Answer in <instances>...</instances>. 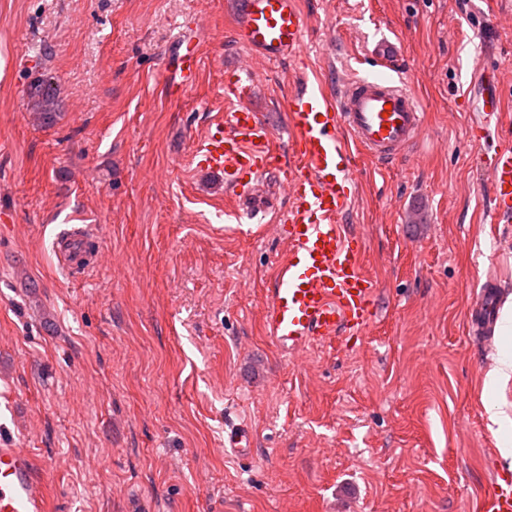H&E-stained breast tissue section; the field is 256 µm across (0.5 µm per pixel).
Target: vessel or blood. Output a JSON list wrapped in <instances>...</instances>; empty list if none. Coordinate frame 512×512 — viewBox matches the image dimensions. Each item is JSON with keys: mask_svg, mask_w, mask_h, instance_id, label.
I'll return each instance as SVG.
<instances>
[{"mask_svg": "<svg viewBox=\"0 0 512 512\" xmlns=\"http://www.w3.org/2000/svg\"><path fill=\"white\" fill-rule=\"evenodd\" d=\"M306 20L299 0H237L234 32L239 44L258 58L286 60L307 50ZM177 59L170 87L183 93L195 83L198 58L186 30L172 41ZM482 99L479 128L495 133L488 158L487 183L491 215L512 217V126L503 121L504 92L496 67L479 65ZM226 95L235 105L212 125L194 158L199 168L219 174L224 186L250 210L267 208L265 176L282 174L288 210L274 232L287 245L275 286L267 300L264 322L271 341L297 352L307 345L329 346L345 333L364 334L375 321L377 284L361 267V240L339 219L351 201L358 179L360 154L380 163L403 156L424 132L419 102L384 77H362L337 93L304 84L288 98L285 110L289 138L280 147L269 124L247 101L248 71L225 74ZM290 166H283V156ZM85 228L58 237L56 255L67 268L82 261ZM496 291L482 289L466 313L468 330L493 338L497 322ZM232 454L251 460L255 450L247 426L232 425L225 438ZM37 485L34 462L26 448L0 447V512H48ZM478 512H512V474L493 473L481 493Z\"/></svg>", "mask_w": 512, "mask_h": 512, "instance_id": "b4317fda", "label": "vessel or blood"}]
</instances>
